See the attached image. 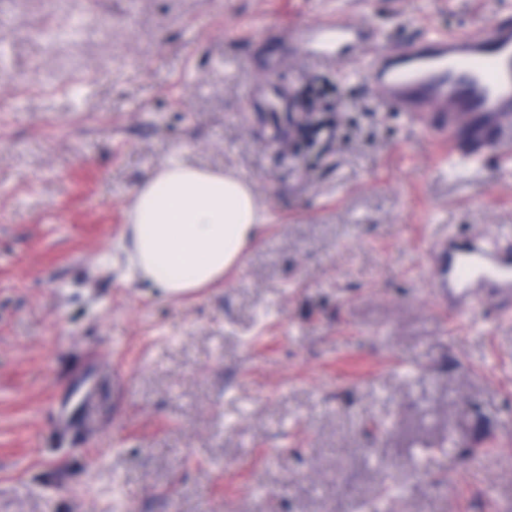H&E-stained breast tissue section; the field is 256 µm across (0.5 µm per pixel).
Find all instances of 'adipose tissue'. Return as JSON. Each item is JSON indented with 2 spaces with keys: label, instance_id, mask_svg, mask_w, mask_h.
Listing matches in <instances>:
<instances>
[{
  "label": "adipose tissue",
  "instance_id": "ef3b65f1",
  "mask_svg": "<svg viewBox=\"0 0 512 512\" xmlns=\"http://www.w3.org/2000/svg\"><path fill=\"white\" fill-rule=\"evenodd\" d=\"M133 198L126 226L131 273L168 297L223 281L263 230L248 180L175 159L142 180Z\"/></svg>",
  "mask_w": 512,
  "mask_h": 512
}]
</instances>
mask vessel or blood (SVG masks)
Returning a JSON list of instances; mask_svg holds the SVG:
<instances>
[{"instance_id":"1","label":"vessel or blood","mask_w":512,"mask_h":512,"mask_svg":"<svg viewBox=\"0 0 512 512\" xmlns=\"http://www.w3.org/2000/svg\"><path fill=\"white\" fill-rule=\"evenodd\" d=\"M288 38L320 65L361 64L383 106L409 115L420 132L447 141L451 158L474 164L488 154L512 156V12L488 28L411 37L384 45L359 19L323 14L289 26ZM250 97L274 112H291L287 84L255 80ZM422 261L437 305L464 318L480 305L512 307V238L485 230L461 240L438 231Z\"/></svg>"}]
</instances>
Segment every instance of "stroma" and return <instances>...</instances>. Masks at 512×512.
I'll return each instance as SVG.
<instances>
[{
  "label": "stroma",
  "instance_id": "35a3bbf8",
  "mask_svg": "<svg viewBox=\"0 0 512 512\" xmlns=\"http://www.w3.org/2000/svg\"><path fill=\"white\" fill-rule=\"evenodd\" d=\"M497 0H0V512H512V309L455 321L421 252L512 230L502 158L298 57L283 24L382 42ZM328 81L337 140L278 153L249 99ZM246 177L265 230L222 284L130 276L133 188L171 157ZM249 95L260 101L264 99L273 112H294L290 87L284 83L274 82L266 75L252 83Z\"/></svg>",
  "mask_w": 512,
  "mask_h": 512
}]
</instances>
